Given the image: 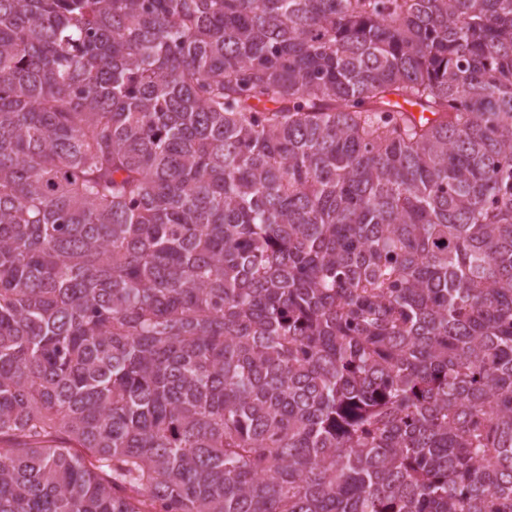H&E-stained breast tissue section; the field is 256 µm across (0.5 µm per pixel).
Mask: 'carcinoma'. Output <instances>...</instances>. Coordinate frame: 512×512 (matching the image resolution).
Masks as SVG:
<instances>
[{
    "instance_id": "cac0c4a2",
    "label": "carcinoma",
    "mask_w": 512,
    "mask_h": 512,
    "mask_svg": "<svg viewBox=\"0 0 512 512\" xmlns=\"http://www.w3.org/2000/svg\"><path fill=\"white\" fill-rule=\"evenodd\" d=\"M0 512H512V0H0Z\"/></svg>"
}]
</instances>
